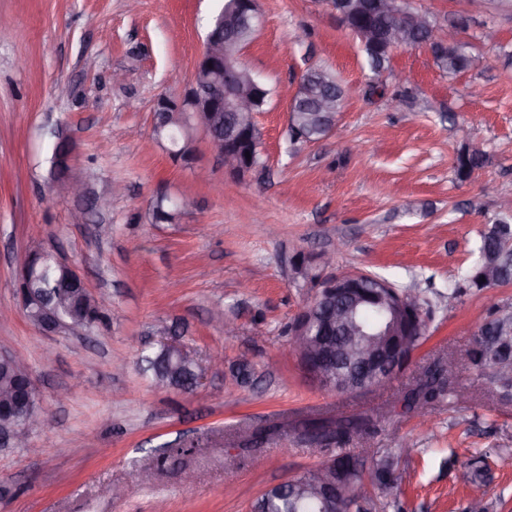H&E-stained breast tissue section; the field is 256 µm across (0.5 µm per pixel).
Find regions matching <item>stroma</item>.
Instances as JSON below:
<instances>
[{"label": "stroma", "instance_id": "obj_1", "mask_svg": "<svg viewBox=\"0 0 512 512\" xmlns=\"http://www.w3.org/2000/svg\"><path fill=\"white\" fill-rule=\"evenodd\" d=\"M224 0H0V351L23 357L46 415L29 448L0 447V512H247L268 487L336 455L398 460L391 490L406 512H462L482 499L512 512V400L476 377L472 331L492 302L512 303V283L448 304L480 232L512 197V10L470 11L466 0H415L439 29L467 16L473 67L448 76L422 46L393 51L374 74L328 0H258L261 24L242 52L271 91L256 115L261 165L240 180L224 172L201 130L193 161L154 142L159 97L183 95L212 15ZM94 59L87 68L86 59ZM344 86L339 133L294 143L279 97L310 66ZM124 74L113 83V72ZM405 75L400 109L389 105ZM70 94L59 97L58 86ZM72 144L68 175L93 173L89 195L124 188L108 211L83 214L49 176L55 137ZM478 146L484 167L459 178L456 156ZM182 197L177 223L152 218L159 196ZM72 265L108 308L83 335H42L18 297V266L33 251ZM335 252L333 268L319 256ZM372 272L422 291L435 312L431 337L384 387L320 389L299 366L289 327L317 292L293 271ZM235 322V335L214 311ZM170 327L199 361L223 355L194 393L159 389L139 369ZM248 360L249 381L234 367ZM444 360L468 407L444 406L429 428L391 410L423 368ZM364 413L374 427L313 447L295 435L243 450L242 432L269 421ZM184 454L161 459L164 446ZM480 463L485 485L458 475ZM153 471L149 482L140 468ZM193 482H185L184 471ZM125 487L112 497L107 487Z\"/></svg>", "mask_w": 512, "mask_h": 512}]
</instances>
